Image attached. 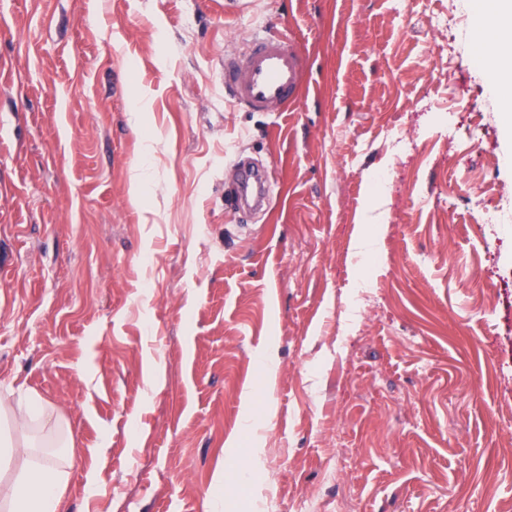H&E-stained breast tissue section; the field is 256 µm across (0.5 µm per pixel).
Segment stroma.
Segmentation results:
<instances>
[{
	"label": "stroma",
	"mask_w": 512,
	"mask_h": 512,
	"mask_svg": "<svg viewBox=\"0 0 512 512\" xmlns=\"http://www.w3.org/2000/svg\"><path fill=\"white\" fill-rule=\"evenodd\" d=\"M468 12L0 0V395L66 420L67 512H512V162ZM266 33L307 81L247 112L224 55ZM242 158L263 211L225 204Z\"/></svg>",
	"instance_id": "obj_1"
}]
</instances>
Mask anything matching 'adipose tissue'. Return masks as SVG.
Masks as SVG:
<instances>
[{"label":"adipose tissue","instance_id":"1","mask_svg":"<svg viewBox=\"0 0 512 512\" xmlns=\"http://www.w3.org/2000/svg\"><path fill=\"white\" fill-rule=\"evenodd\" d=\"M473 10V46L488 71L503 135L512 140V52L502 48L512 40V0H476ZM62 430L60 417L38 395L29 393L15 402L0 398V468L12 470L17 457L27 460L0 484V512H66L69 456L37 454L26 439L31 432L53 438Z\"/></svg>","mask_w":512,"mask_h":512}]
</instances>
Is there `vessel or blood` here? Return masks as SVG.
Listing matches in <instances>:
<instances>
[{"instance_id": "b4317fda", "label": "vessel or blood", "mask_w": 512, "mask_h": 512, "mask_svg": "<svg viewBox=\"0 0 512 512\" xmlns=\"http://www.w3.org/2000/svg\"><path fill=\"white\" fill-rule=\"evenodd\" d=\"M304 71V57L296 43L276 35L257 37L243 53L225 58L224 86L247 111L280 112L297 99ZM265 182L262 171H243L230 205H238L240 197L252 191H263Z\"/></svg>"}]
</instances>
